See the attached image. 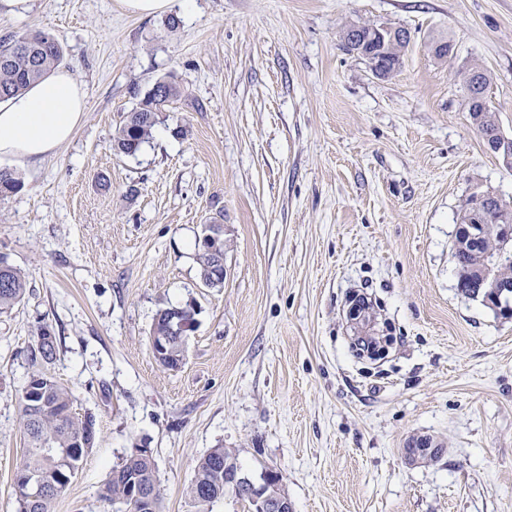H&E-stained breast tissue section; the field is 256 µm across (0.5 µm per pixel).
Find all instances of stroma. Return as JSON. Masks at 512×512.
Masks as SVG:
<instances>
[{
    "label": "stroma",
    "mask_w": 512,
    "mask_h": 512,
    "mask_svg": "<svg viewBox=\"0 0 512 512\" xmlns=\"http://www.w3.org/2000/svg\"><path fill=\"white\" fill-rule=\"evenodd\" d=\"M363 22L409 31L399 72L376 76L343 49L341 29ZM31 29L60 42L87 108L74 138L0 196V256L28 279L0 314V512L17 510L21 394L44 325L48 371L98 430L54 512H104L101 487L141 444L161 512H197L186 488L219 446L252 476L278 471L294 512H512V317L459 291L454 257L472 194L512 206V167L485 148L453 79L483 64L512 137V0L0 10V36ZM168 75L182 94L150 143L115 154L123 114ZM212 220L220 288L195 262ZM190 302L186 360L164 368L153 320ZM419 436L441 456L409 463ZM44 336H48L47 339H50L52 336V340L50 343L45 344L42 340ZM55 354V336L52 334V330L49 326H41L38 330L35 347L32 350V362L34 364H42L43 362H47L53 359Z\"/></svg>",
    "instance_id": "stroma-1"
}]
</instances>
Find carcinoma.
<instances>
[{
  "label": "carcinoma",
  "mask_w": 512,
  "mask_h": 512,
  "mask_svg": "<svg viewBox=\"0 0 512 512\" xmlns=\"http://www.w3.org/2000/svg\"><path fill=\"white\" fill-rule=\"evenodd\" d=\"M395 35H386L385 41L371 45L387 63L379 73L385 77L399 70L409 46L408 32L394 28ZM63 59L61 44L43 31H26L0 37V101L14 97L40 81ZM466 90L477 87V97L469 101V116L480 130L486 149L502 155L499 142L504 137L496 111L488 104L486 90L490 75L479 63H474L461 73ZM181 95L180 86L172 79L157 80L145 93L138 106L126 113L112 138V149L121 155L134 156L153 136L162 108ZM22 188L21 178L10 168H0V194L16 193ZM487 224H511L512 208L499 204V199L483 194L479 201L470 196L460 217L454 257L459 270L458 288L469 298H482L492 308H498L488 298L482 277L475 266L482 264L485 255L494 256L501 251L512 252V240L507 241L495 232L475 236L471 229L478 218ZM224 248H213L209 237L198 242L196 264L203 286L217 288L212 282L222 270ZM27 290L24 273L9 265L0 257V312L20 303ZM197 308L192 303L168 305L160 309L154 318L150 335L169 337L168 346L158 352L156 361L167 369H175L183 363L187 352L188 336L196 324ZM52 335L45 325L38 330L32 362L39 365L53 359L55 342L48 344L43 338ZM27 380L35 383L38 406L33 408L22 394L23 419L27 433V446L14 482L17 512H53L56 500L67 490L72 478L79 471L84 457L94 447L97 436L92 434L96 421L90 414L81 415L73 409L72 392L42 368L33 370ZM54 449L50 454L47 449ZM239 471L241 466L233 450L212 448L203 455L194 470V476L186 489L188 498L199 508L209 512L213 504L224 498V474ZM48 475L55 487L35 500L28 498L26 476ZM154 493L151 510L159 512L160 498L156 482V463L147 448L133 451L112 469L104 484L102 501L120 504L125 512H141L137 491Z\"/></svg>",
  "instance_id": "cac0c4a2"
}]
</instances>
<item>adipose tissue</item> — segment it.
<instances>
[{
    "instance_id": "adipose-tissue-1",
    "label": "adipose tissue",
    "mask_w": 512,
    "mask_h": 512,
    "mask_svg": "<svg viewBox=\"0 0 512 512\" xmlns=\"http://www.w3.org/2000/svg\"><path fill=\"white\" fill-rule=\"evenodd\" d=\"M85 110L83 83L70 70H53L0 103V161L24 169L54 156L71 140Z\"/></svg>"
}]
</instances>
